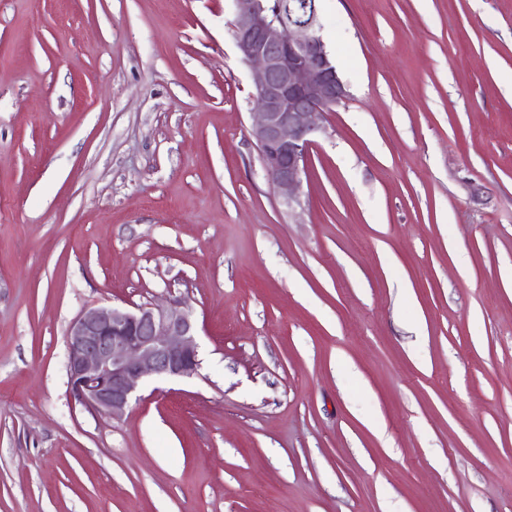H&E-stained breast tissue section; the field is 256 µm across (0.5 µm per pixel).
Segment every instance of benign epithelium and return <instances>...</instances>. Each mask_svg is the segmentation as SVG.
<instances>
[{"instance_id": "1", "label": "benign epithelium", "mask_w": 512, "mask_h": 512, "mask_svg": "<svg viewBox=\"0 0 512 512\" xmlns=\"http://www.w3.org/2000/svg\"><path fill=\"white\" fill-rule=\"evenodd\" d=\"M232 36L251 69L256 103L249 135L272 185L299 202L319 118L346 97L315 3L301 15L284 0H233ZM197 323L180 301L132 310L92 307L67 332L70 392L84 408L120 419L149 375L191 378L199 368Z\"/></svg>"}]
</instances>
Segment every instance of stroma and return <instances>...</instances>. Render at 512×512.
I'll return each mask as SVG.
<instances>
[{
    "label": "stroma",
    "mask_w": 512,
    "mask_h": 512,
    "mask_svg": "<svg viewBox=\"0 0 512 512\" xmlns=\"http://www.w3.org/2000/svg\"><path fill=\"white\" fill-rule=\"evenodd\" d=\"M288 208L232 0H0V512H512V0H322ZM201 367L71 395L93 305Z\"/></svg>",
    "instance_id": "stroma-1"
}]
</instances>
